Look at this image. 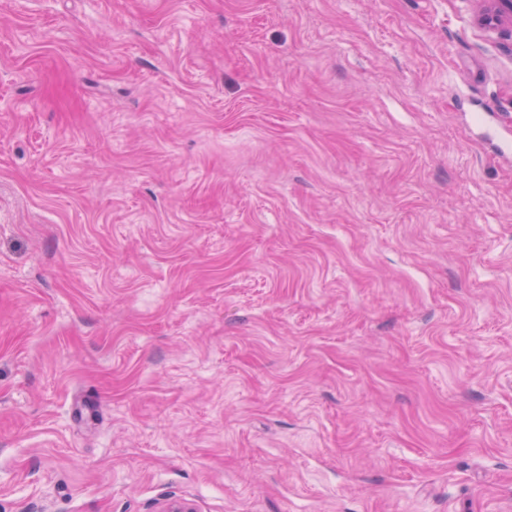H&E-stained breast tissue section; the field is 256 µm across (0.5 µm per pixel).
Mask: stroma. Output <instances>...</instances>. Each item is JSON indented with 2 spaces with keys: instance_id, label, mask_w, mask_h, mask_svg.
I'll return each instance as SVG.
<instances>
[{
  "instance_id": "stroma-1",
  "label": "stroma",
  "mask_w": 512,
  "mask_h": 512,
  "mask_svg": "<svg viewBox=\"0 0 512 512\" xmlns=\"http://www.w3.org/2000/svg\"><path fill=\"white\" fill-rule=\"evenodd\" d=\"M479 6L0 0V512H512Z\"/></svg>"
}]
</instances>
